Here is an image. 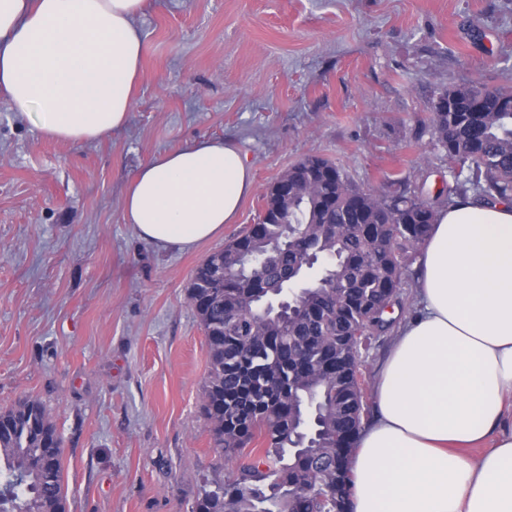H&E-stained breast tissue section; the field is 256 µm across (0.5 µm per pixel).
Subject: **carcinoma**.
I'll return each mask as SVG.
<instances>
[{
	"instance_id": "1",
	"label": "carcinoma",
	"mask_w": 512,
	"mask_h": 512,
	"mask_svg": "<svg viewBox=\"0 0 512 512\" xmlns=\"http://www.w3.org/2000/svg\"><path fill=\"white\" fill-rule=\"evenodd\" d=\"M510 102L512 89L478 78L433 94L432 145L450 176L434 195L364 189L308 156L268 188L262 222L196 267L188 300L208 353L203 412L235 476L202 489L191 512H350L361 351L394 326L406 263L443 203L512 201ZM247 255L257 262L243 275ZM62 456L39 401L1 408L0 512H67Z\"/></svg>"
}]
</instances>
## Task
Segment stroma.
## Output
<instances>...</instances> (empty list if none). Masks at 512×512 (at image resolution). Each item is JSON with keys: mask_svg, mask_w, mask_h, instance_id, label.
Instances as JSON below:
<instances>
[{"mask_svg": "<svg viewBox=\"0 0 512 512\" xmlns=\"http://www.w3.org/2000/svg\"><path fill=\"white\" fill-rule=\"evenodd\" d=\"M127 125L46 139L0 95V408L30 397L63 437L68 512H190L232 467L202 413L207 349L191 274L247 225L292 164L426 192L438 88L512 87V0H148ZM237 144L255 189L236 223L183 249L140 240L124 192L155 156Z\"/></svg>", "mask_w": 512, "mask_h": 512, "instance_id": "1", "label": "stroma"}]
</instances>
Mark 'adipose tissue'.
<instances>
[{
  "instance_id": "obj_1",
  "label": "adipose tissue",
  "mask_w": 512,
  "mask_h": 512,
  "mask_svg": "<svg viewBox=\"0 0 512 512\" xmlns=\"http://www.w3.org/2000/svg\"><path fill=\"white\" fill-rule=\"evenodd\" d=\"M145 9L0 0V95L59 141L119 130L142 76ZM253 191L235 143L200 139L137 171L123 218L144 241L189 247L235 223ZM374 409L350 459L351 512H512V203L466 196L439 212Z\"/></svg>"
}]
</instances>
